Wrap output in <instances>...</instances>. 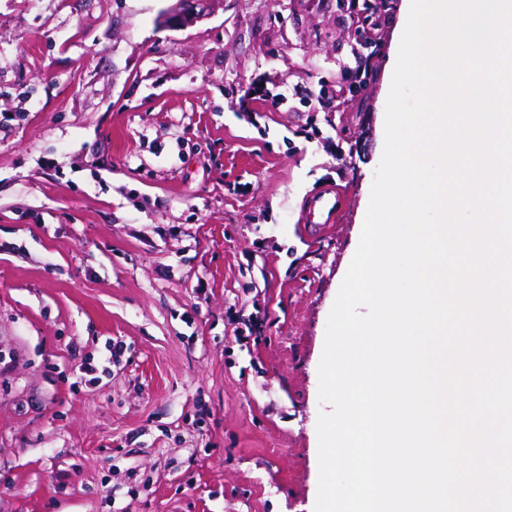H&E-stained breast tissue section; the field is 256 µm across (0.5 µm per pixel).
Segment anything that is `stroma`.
Segmentation results:
<instances>
[{"mask_svg":"<svg viewBox=\"0 0 512 512\" xmlns=\"http://www.w3.org/2000/svg\"><path fill=\"white\" fill-rule=\"evenodd\" d=\"M170 3L0 0V512H314L406 0ZM159 17V24L167 27H189L203 20L224 0H172ZM336 192L330 191L316 200L304 217V223L310 224V228L326 224L336 213ZM327 216L323 222L317 221Z\"/></svg>","mask_w":512,"mask_h":512,"instance_id":"35a3bbf8","label":"stroma"}]
</instances>
